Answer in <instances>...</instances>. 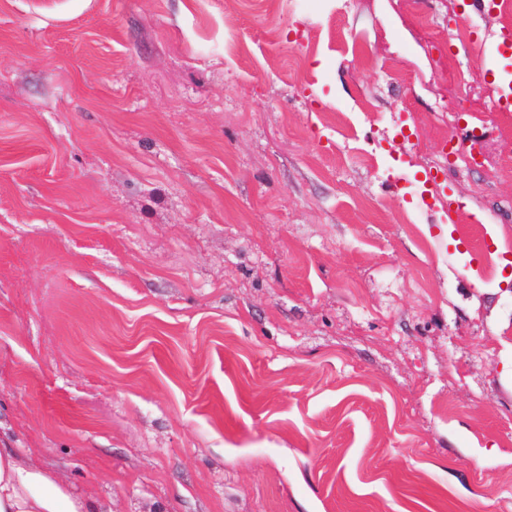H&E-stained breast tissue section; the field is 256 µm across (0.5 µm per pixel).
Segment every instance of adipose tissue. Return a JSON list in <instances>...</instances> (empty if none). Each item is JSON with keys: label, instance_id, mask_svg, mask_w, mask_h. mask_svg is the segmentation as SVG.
I'll return each mask as SVG.
<instances>
[{"label": "adipose tissue", "instance_id": "obj_1", "mask_svg": "<svg viewBox=\"0 0 512 512\" xmlns=\"http://www.w3.org/2000/svg\"><path fill=\"white\" fill-rule=\"evenodd\" d=\"M0 512H93L59 479L25 465L18 449L0 448Z\"/></svg>", "mask_w": 512, "mask_h": 512}]
</instances>
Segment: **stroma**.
<instances>
[{
    "label": "stroma",
    "mask_w": 512,
    "mask_h": 512,
    "mask_svg": "<svg viewBox=\"0 0 512 512\" xmlns=\"http://www.w3.org/2000/svg\"><path fill=\"white\" fill-rule=\"evenodd\" d=\"M462 7L0 0V447L98 512H512L508 20Z\"/></svg>",
    "instance_id": "1"
}]
</instances>
